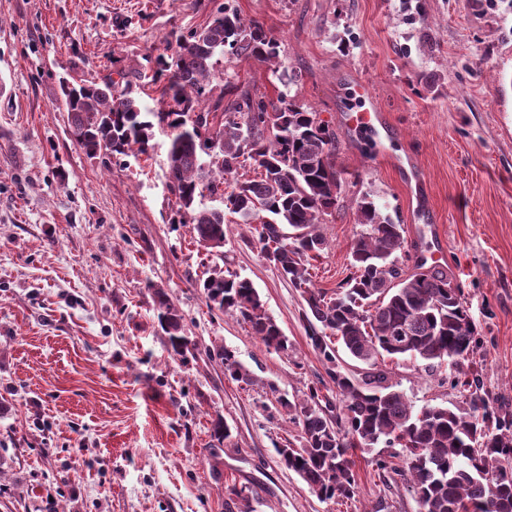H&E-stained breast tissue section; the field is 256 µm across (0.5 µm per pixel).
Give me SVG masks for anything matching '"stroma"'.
Segmentation results:
<instances>
[{"label": "stroma", "instance_id": "1", "mask_svg": "<svg viewBox=\"0 0 512 512\" xmlns=\"http://www.w3.org/2000/svg\"><path fill=\"white\" fill-rule=\"evenodd\" d=\"M226 0H0V512H419L406 481L378 469L389 449H352L355 495L319 499L281 464L297 441L278 395L335 385L313 350L307 304L265 258L255 230L224 226V248L175 223L168 139L113 164L72 137L59 81L126 74L143 106L161 91L138 75L170 33L206 25ZM264 22L297 78L291 91L336 132L340 208L308 264L333 292L352 272L355 204L365 193L404 224L406 271L444 238L443 267L477 325L478 375L490 405L512 413V0H227ZM232 80L276 98L258 62H224ZM366 85L386 116L394 159L350 127ZM220 266L250 279L288 338L267 350L236 316L209 310L198 286ZM184 316L193 355L172 357L154 289ZM223 346L250 371L226 376ZM415 407L468 411L447 364L388 360ZM223 417L225 442L212 435Z\"/></svg>", "mask_w": 512, "mask_h": 512}]
</instances>
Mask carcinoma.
Segmentation results:
<instances>
[{"label":"carcinoma","instance_id":"carcinoma-1","mask_svg":"<svg viewBox=\"0 0 512 512\" xmlns=\"http://www.w3.org/2000/svg\"><path fill=\"white\" fill-rule=\"evenodd\" d=\"M280 72L281 42L264 23L245 20L236 9H216L204 27L165 40L154 59L151 81L161 82L167 108L150 112L108 79L75 86L62 80V106L77 142L103 151L120 164L145 153L155 131L168 132L167 187L175 196L178 223L193 225L206 249L224 247L226 214L255 225L258 243L280 276L301 290L320 327L309 339L341 396L335 403L320 389L301 402L280 396L278 405L298 422L299 446L276 447L288 469L321 499L356 492L349 449L393 448L400 463L376 460L413 489L420 512H512V414L488 412L479 378L463 381L470 413L439 406L415 409L394 389L384 357L445 362L458 372L477 350V328L456 278L438 265L420 263L407 273L402 263L404 225L383 213L369 194L356 202L360 231L351 246L354 273L327 295L310 287L305 265L325 239L317 225L341 204L336 168V132L319 113L281 91L269 99L245 84H225L223 108L204 106L206 89L222 75L224 48ZM252 161L255 176L238 178ZM223 199L224 207L205 199ZM209 309L237 316L267 349L288 350V339L267 312L253 284L235 272L213 267L202 279ZM158 321L171 355L194 344L184 316L160 290ZM369 365L361 377L338 370L336 344ZM236 381L249 373L224 347L208 353Z\"/></svg>","mask_w":512,"mask_h":512}]
</instances>
